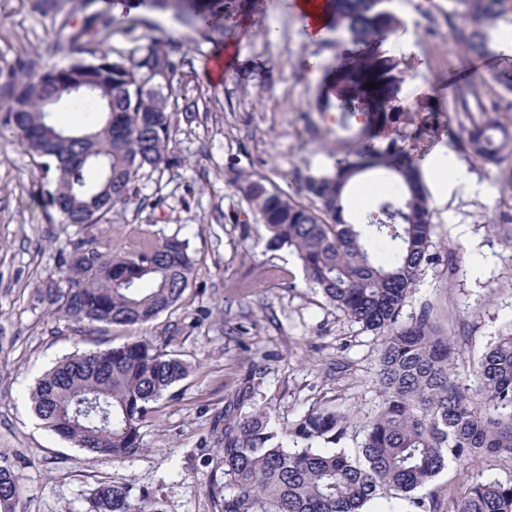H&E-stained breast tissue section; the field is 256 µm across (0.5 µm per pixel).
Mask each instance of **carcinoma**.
<instances>
[{
    "instance_id": "cac0c4a2",
    "label": "carcinoma",
    "mask_w": 512,
    "mask_h": 512,
    "mask_svg": "<svg viewBox=\"0 0 512 512\" xmlns=\"http://www.w3.org/2000/svg\"><path fill=\"white\" fill-rule=\"evenodd\" d=\"M170 11L205 39L230 32L247 0H146ZM328 26L340 31L336 62L326 68L315 101L338 121L362 118L360 135L334 170L305 178L302 191L319 203L311 209L286 192L259 181L247 187L270 234L271 246L288 245L306 279L327 302L354 322L381 335L376 377L381 404L372 417L354 422L339 407L311 409L280 431L265 409L224 425L219 459L222 479L209 486L214 512H364L378 496L407 501L410 512H445L434 496L418 494L453 464L466 484L453 512H512V482L484 475L486 456L512 463V331L491 343L476 366L479 388L471 395L460 382L454 340L443 335L424 303L406 324L401 310L431 261L434 235L430 201L419 169L402 143L418 142L438 128L440 108L419 103L421 120L398 100L402 61L385 45L401 20L392 0H326ZM451 36L466 50L499 67V91L512 93V42H494L489 31L512 29V0H450ZM108 9L85 17L72 38L79 53L65 66L36 68L18 59L0 66V138H14L44 162L52 175L43 207L75 228L70 249L60 253L61 281L39 289L41 300L76 323L145 324L182 297L193 271L188 241L176 235L144 234L137 248L112 245V210L136 192L141 171L166 157L171 135L163 87L171 86L176 63L170 52L150 45L113 57L83 48L81 39L102 44L112 33ZM77 78L99 85L107 97H68L70 112L95 114L94 122L57 135L60 127L41 112L46 94ZM373 82L378 88L371 90ZM485 90L459 86L454 111L470 124L462 150L479 160H497L512 145V130L486 109ZM96 146L104 166L87 178L79 157ZM382 169L399 193L379 200L358 222L345 219L346 190L360 174ZM392 244L387 258L374 254L377 240ZM187 374L185 364L147 338L105 350L75 353L37 382L32 402L46 427L77 447L112 461L142 451L140 429L155 403ZM359 440L358 454L340 444ZM302 442L300 448L288 442ZM19 488L0 465V512H13ZM94 512H161L148 493H133L125 481L96 490Z\"/></svg>"
}]
</instances>
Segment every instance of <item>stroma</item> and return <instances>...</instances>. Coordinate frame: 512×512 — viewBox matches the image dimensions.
<instances>
[{
  "instance_id": "1",
  "label": "stroma",
  "mask_w": 512,
  "mask_h": 512,
  "mask_svg": "<svg viewBox=\"0 0 512 512\" xmlns=\"http://www.w3.org/2000/svg\"><path fill=\"white\" fill-rule=\"evenodd\" d=\"M451 8L450 0H393L403 25L387 48L407 70L403 108L429 98L451 105L448 75L458 69L467 70V82H494V62L465 53L450 36ZM88 12L85 0H0V57L69 63L71 39ZM336 39L332 31L307 41L290 0H259L235 35L214 40L168 15L144 14L133 31L114 21L107 48L155 41L179 63L166 92L174 121L167 158L144 172L136 196L112 214L116 247L130 246L146 228L155 239L187 240L194 260L181 300L142 327L96 323L86 334L40 300L39 287L60 276L57 257L74 231L47 218L43 176L18 144L0 138V465L12 469L20 489L15 512H90L95 489L113 478L149 489L162 512H213L208 486L230 406L242 414L270 408L283 429L329 402L359 418L376 412L379 336L332 307L291 248L269 246L244 195L249 182L274 190L344 156L347 133L334 113L314 109L320 82L302 64L310 56L331 62ZM224 47L234 62L221 80H210L205 61ZM461 137L453 123L437 138L405 145L420 163L444 142L468 181L432 207V260L399 321L432 304L473 389L480 357L512 329V227L501 221L512 209V157L503 167L470 161ZM457 247L463 258L450 262ZM133 336L174 353L188 375L142 427V452L114 463L44 428L30 391L56 361Z\"/></svg>"
}]
</instances>
